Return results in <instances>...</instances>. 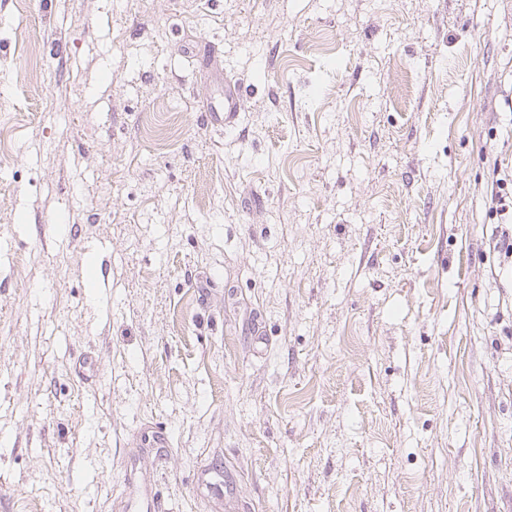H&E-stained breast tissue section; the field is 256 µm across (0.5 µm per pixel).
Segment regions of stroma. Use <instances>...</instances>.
<instances>
[{
    "instance_id": "1",
    "label": "stroma",
    "mask_w": 512,
    "mask_h": 512,
    "mask_svg": "<svg viewBox=\"0 0 512 512\" xmlns=\"http://www.w3.org/2000/svg\"><path fill=\"white\" fill-rule=\"evenodd\" d=\"M500 163L512 0H0V512H512ZM223 83L224 95L222 99L211 102L206 112H208L210 122L213 125L222 126L224 124V129H227L233 126L237 112L240 110V96L235 84L227 79L224 80V78ZM130 470V471H129ZM143 466L140 461L130 463L127 475L128 493L124 500L121 501V509L123 512H165L169 511L165 508L157 497L155 491V483L151 476L145 475L141 481L135 479L138 471H142Z\"/></svg>"
}]
</instances>
